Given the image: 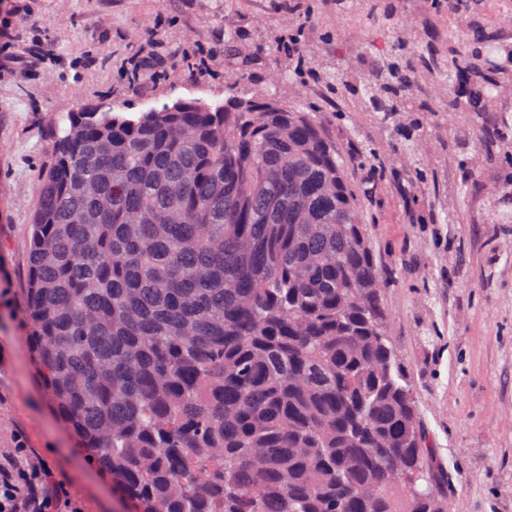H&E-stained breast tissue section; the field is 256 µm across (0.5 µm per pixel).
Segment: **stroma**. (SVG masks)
<instances>
[{"instance_id":"1","label":"stroma","mask_w":512,"mask_h":512,"mask_svg":"<svg viewBox=\"0 0 512 512\" xmlns=\"http://www.w3.org/2000/svg\"><path fill=\"white\" fill-rule=\"evenodd\" d=\"M394 10L422 57L455 58L474 25L501 30L512 0L458 14L448 0H0V35L16 51L41 45L27 75L0 68V455L29 460L79 512H129L112 482L80 454L36 375L25 316L30 224L53 127L84 106L139 112L179 99L245 97L297 70L293 102L316 107L356 191L395 353L433 450L450 512H512V224L491 199L512 185V149L488 119L449 105L422 73L410 90L427 111L381 127L357 94L320 81L343 43L354 72L368 16ZM238 52L224 54L225 34ZM413 141L406 152L405 141Z\"/></svg>"}]
</instances>
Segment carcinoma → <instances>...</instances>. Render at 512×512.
Here are the masks:
<instances>
[{"label":"carcinoma","mask_w":512,"mask_h":512,"mask_svg":"<svg viewBox=\"0 0 512 512\" xmlns=\"http://www.w3.org/2000/svg\"><path fill=\"white\" fill-rule=\"evenodd\" d=\"M361 109L413 112L412 40L370 21ZM512 45L471 33L452 92ZM502 139L512 111L481 87ZM30 228L37 375L132 512H448L394 352L386 282L315 110L277 93L55 129ZM512 224V194L494 202Z\"/></svg>","instance_id":"carcinoma-1"}]
</instances>
